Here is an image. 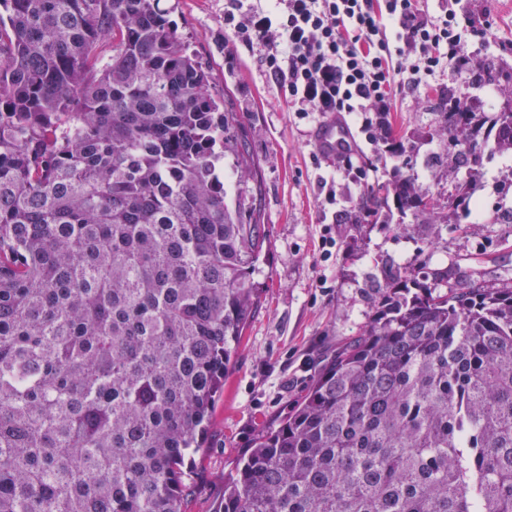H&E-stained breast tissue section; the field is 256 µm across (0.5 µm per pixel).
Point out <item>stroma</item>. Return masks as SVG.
I'll list each match as a JSON object with an SVG mask.
<instances>
[{
	"mask_svg": "<svg viewBox=\"0 0 512 512\" xmlns=\"http://www.w3.org/2000/svg\"><path fill=\"white\" fill-rule=\"evenodd\" d=\"M170 18L211 69V91L230 95L252 128L251 149L263 176L262 209L267 240L254 280L260 304L215 399L204 450L190 469L191 492L183 512H219L224 483L253 446L261 427L284 420L318 372L324 356L359 334L378 299L381 268L409 263L420 271L461 266L475 280L512 279V223H457L448 189L463 173L448 162L436 135L442 93L451 91L471 111L480 91L468 71L448 67L440 84L399 94L390 115L404 158L388 141L364 147L361 180L344 174L338 160L318 147L323 120L291 112L264 71L258 51L237 49L224 30V0H167ZM436 14L446 8L490 22L472 37L480 60L512 65V0H424ZM409 159L423 192L438 205L433 223L405 232L396 224H352L350 215L367 187L393 178ZM512 150L489 154L477 176L487 215L512 206Z\"/></svg>",
	"mask_w": 512,
	"mask_h": 512,
	"instance_id": "obj_1",
	"label": "stroma"
}]
</instances>
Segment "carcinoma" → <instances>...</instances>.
<instances>
[{
	"instance_id": "carcinoma-1",
	"label": "carcinoma",
	"mask_w": 512,
	"mask_h": 512,
	"mask_svg": "<svg viewBox=\"0 0 512 512\" xmlns=\"http://www.w3.org/2000/svg\"><path fill=\"white\" fill-rule=\"evenodd\" d=\"M168 13L0 0V512H182L260 301L245 116ZM442 116L448 161L482 167L489 136L452 95ZM493 124L511 149L512 110ZM391 196L430 222L409 170L357 213L388 224ZM448 207L468 215V185ZM382 279L369 324L259 430L220 512H512V282Z\"/></svg>"
}]
</instances>
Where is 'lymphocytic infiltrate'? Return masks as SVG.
Masks as SVG:
<instances>
[{
  "instance_id": "1",
  "label": "lymphocytic infiltrate",
  "mask_w": 512,
  "mask_h": 512,
  "mask_svg": "<svg viewBox=\"0 0 512 512\" xmlns=\"http://www.w3.org/2000/svg\"><path fill=\"white\" fill-rule=\"evenodd\" d=\"M224 24L235 44L260 50L267 72L300 116H353L364 140H344L336 157L358 178L360 146L377 144L394 89L415 92L447 65H476L468 50L474 20L453 9L430 14L420 0H274L265 11L227 0Z\"/></svg>"
}]
</instances>
